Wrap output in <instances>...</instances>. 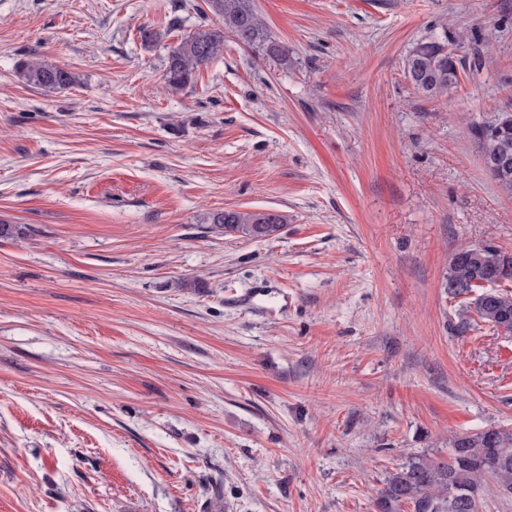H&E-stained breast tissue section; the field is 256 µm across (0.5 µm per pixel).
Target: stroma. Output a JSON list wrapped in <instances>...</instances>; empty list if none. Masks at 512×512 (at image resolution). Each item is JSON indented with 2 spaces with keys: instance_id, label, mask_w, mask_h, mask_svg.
<instances>
[{
  "instance_id": "35a3bbf8",
  "label": "stroma",
  "mask_w": 512,
  "mask_h": 512,
  "mask_svg": "<svg viewBox=\"0 0 512 512\" xmlns=\"http://www.w3.org/2000/svg\"><path fill=\"white\" fill-rule=\"evenodd\" d=\"M201 2L0 0V512H373L410 455L512 429V335L453 336L446 288L512 251L470 131L512 108V0H255L290 65L229 36L168 90ZM444 28L429 99L404 62ZM452 41L446 31L417 42L409 51L404 71L414 89L427 98L448 93L459 81L458 59L448 50ZM18 74L26 83L47 92L67 89L77 82L73 72L40 58L23 61ZM286 217L276 211H239L224 210L211 213L206 218L207 224L242 234L247 238H263L279 231L285 224Z\"/></svg>"
}]
</instances>
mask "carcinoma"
Listing matches in <instances>:
<instances>
[{
    "mask_svg": "<svg viewBox=\"0 0 512 512\" xmlns=\"http://www.w3.org/2000/svg\"><path fill=\"white\" fill-rule=\"evenodd\" d=\"M205 6L215 22L184 36L169 53L165 80L170 90H183L202 67L223 55L228 34L258 57H271L285 67L290 64V48L268 35L254 0H205ZM450 41L445 32L432 35L417 42L406 56V77L427 98L445 95L458 84L460 59L448 50ZM18 74L47 92L77 82L73 72L40 58L22 62ZM471 131L485 168L502 189L512 192V109L499 110ZM285 222L284 215L272 210H225L206 218L208 224L253 239L279 231ZM509 281L512 252L492 245L456 251L449 262L446 288L452 297L469 296L471 301L452 325L455 335H466L479 321L512 334V291L501 288ZM488 478L496 482V495L512 498V429L489 426L458 435L445 458L434 453L408 457L383 480L373 500L374 512H479Z\"/></svg>",
    "mask_w": 512,
    "mask_h": 512,
    "instance_id": "cac0c4a2",
    "label": "carcinoma"
}]
</instances>
